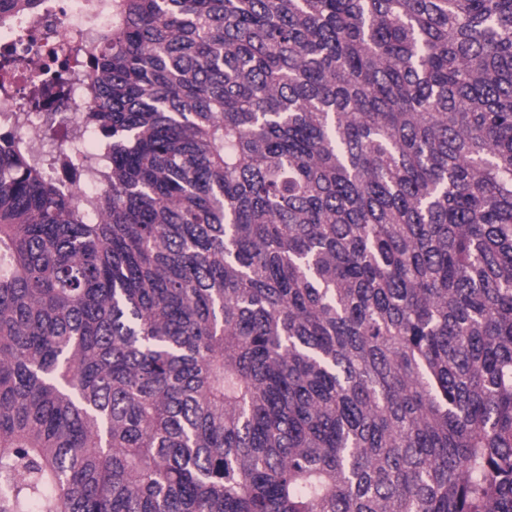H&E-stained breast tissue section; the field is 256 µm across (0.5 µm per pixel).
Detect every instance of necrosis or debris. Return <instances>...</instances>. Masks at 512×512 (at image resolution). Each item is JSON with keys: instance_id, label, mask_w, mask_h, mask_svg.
<instances>
[{"instance_id": "obj_1", "label": "necrosis or debris", "mask_w": 512, "mask_h": 512, "mask_svg": "<svg viewBox=\"0 0 512 512\" xmlns=\"http://www.w3.org/2000/svg\"><path fill=\"white\" fill-rule=\"evenodd\" d=\"M89 0H55L52 7L39 13H16L5 30L0 31V42L10 46L18 57L12 66H0V119L9 120L11 113L21 114L16 132L34 156L40 157L49 149L43 131L68 115L70 134L59 141L57 160L46 169L61 190L77 199L107 191L109 182L101 181L81 165L82 159L95 146V135L80 124L81 113L93 108L94 101L88 81L73 75L62 94H49L40 109H31L26 93L33 84L47 80L55 68L75 47H91L97 38V29L114 24L111 15L92 17L86 6Z\"/></svg>"}]
</instances>
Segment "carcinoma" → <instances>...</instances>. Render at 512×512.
Masks as SVG:
<instances>
[{
  "label": "carcinoma",
  "mask_w": 512,
  "mask_h": 512,
  "mask_svg": "<svg viewBox=\"0 0 512 512\" xmlns=\"http://www.w3.org/2000/svg\"><path fill=\"white\" fill-rule=\"evenodd\" d=\"M117 8L99 221L0 131V512H512V0Z\"/></svg>",
  "instance_id": "1"
}]
</instances>
